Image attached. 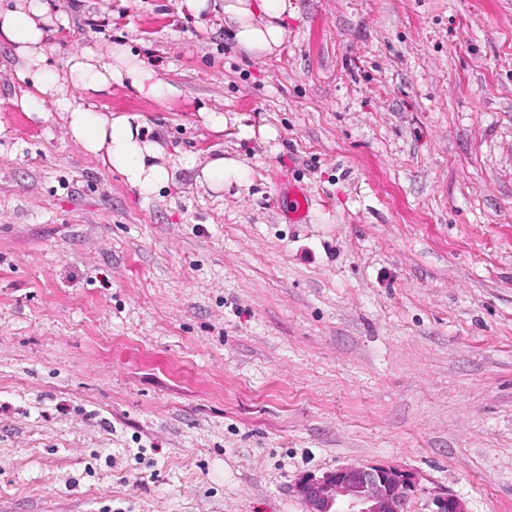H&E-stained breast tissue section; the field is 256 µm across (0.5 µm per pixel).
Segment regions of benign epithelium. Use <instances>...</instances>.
<instances>
[{"label": "benign epithelium", "instance_id": "1", "mask_svg": "<svg viewBox=\"0 0 512 512\" xmlns=\"http://www.w3.org/2000/svg\"><path fill=\"white\" fill-rule=\"evenodd\" d=\"M306 512H408L425 496L424 512H468L460 497L439 488L426 491L411 471L385 462L351 463L320 476L306 474L295 486Z\"/></svg>", "mask_w": 512, "mask_h": 512}]
</instances>
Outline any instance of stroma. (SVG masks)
I'll list each match as a JSON object with an SVG mask.
<instances>
[{
  "instance_id": "35a3bbf8",
  "label": "stroma",
  "mask_w": 512,
  "mask_h": 512,
  "mask_svg": "<svg viewBox=\"0 0 512 512\" xmlns=\"http://www.w3.org/2000/svg\"><path fill=\"white\" fill-rule=\"evenodd\" d=\"M49 5L56 66L121 43L181 90L102 111L248 176L142 195L0 42V512H305L379 461L512 512V0H292L263 59L219 9Z\"/></svg>"
}]
</instances>
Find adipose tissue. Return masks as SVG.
<instances>
[{"mask_svg":"<svg viewBox=\"0 0 512 512\" xmlns=\"http://www.w3.org/2000/svg\"><path fill=\"white\" fill-rule=\"evenodd\" d=\"M48 9L46 0H19L0 10V38L13 45L25 62L23 78L29 85L25 106L39 112L45 102L55 103L65 116L70 137L87 153L99 157L142 194L163 189L172 178L170 158L158 140L146 136L142 116L102 111L93 97L121 83L140 97L163 101L176 96L177 87L122 44L104 53L83 50L68 58L64 71H57L46 51ZM292 11L290 0H224L223 4L224 24L236 46L254 59L279 52L286 37L284 20ZM181 163L198 168V182L215 192L245 177L243 165L221 155L202 163L187 154Z\"/></svg>","mask_w":512,"mask_h":512,"instance_id":"obj_1","label":"adipose tissue"}]
</instances>
